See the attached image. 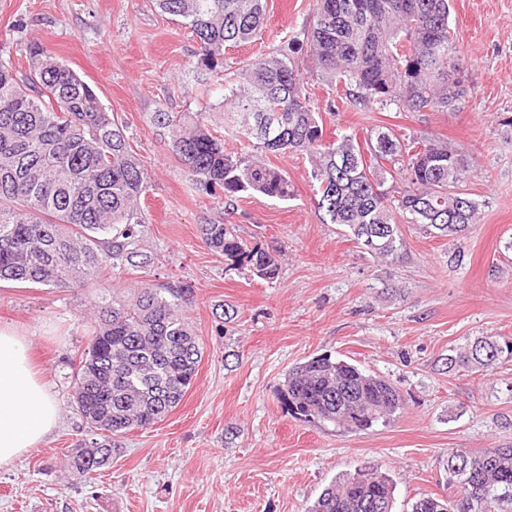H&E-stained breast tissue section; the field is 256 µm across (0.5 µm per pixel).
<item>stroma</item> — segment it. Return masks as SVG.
I'll return each mask as SVG.
<instances>
[{
    "mask_svg": "<svg viewBox=\"0 0 512 512\" xmlns=\"http://www.w3.org/2000/svg\"><path fill=\"white\" fill-rule=\"evenodd\" d=\"M314 13L315 0H267L261 40L227 58L272 51ZM450 24L466 96L448 112H332L321 78L303 71L326 139L385 126L447 142L469 161L463 187L481 204L469 233L452 242L402 225L404 259L390 265L323 220L308 155L265 156L292 184L287 201L228 199L192 181L156 113L208 112L230 149L243 137L224 129L222 87L195 36L152 0H0V60L26 67L39 45L125 124L147 171L138 247L151 258L107 269L90 288L0 282V326L26 337L60 409L43 443L0 468V512H308L331 481L365 467L392 479L394 512H411L421 495H453L442 467L450 449L512 446V361L480 375L440 363L475 337H512V0H451ZM222 222L248 246L280 251L275 279L205 247L200 225ZM143 284L192 288L198 374L168 416L122 438L110 465L72 479L67 451L88 437L71 401L92 299ZM226 304L238 312L230 323ZM319 354L389 378L402 409L356 432L292 417L279 398L284 377Z\"/></svg>",
    "mask_w": 512,
    "mask_h": 512,
    "instance_id": "obj_1",
    "label": "stroma"
}]
</instances>
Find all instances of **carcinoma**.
Listing matches in <instances>:
<instances>
[{"instance_id": "1", "label": "carcinoma", "mask_w": 512, "mask_h": 512, "mask_svg": "<svg viewBox=\"0 0 512 512\" xmlns=\"http://www.w3.org/2000/svg\"><path fill=\"white\" fill-rule=\"evenodd\" d=\"M189 28L209 70L224 66V124L258 152L317 158L312 178L318 206L359 248L389 264L402 260L400 225L458 239L480 203L460 183L468 160L422 135L388 127L364 144L323 134L320 113L304 85L301 57L312 60L333 96L327 107L392 105L407 112L456 108L464 90L454 76L465 59L456 47L449 0H316L306 37H290L264 55L224 65L228 47L257 38L264 0H154ZM43 48H29L28 70L0 61V281L49 288H85L117 266L145 268L139 251L138 199L146 172L125 126L95 90L63 61L48 67ZM172 151L211 192L252 191L293 197L282 171L239 151L227 152L204 112L158 114ZM211 250L272 279L278 252L246 249L234 224L200 225ZM192 290L142 286L129 297H98L89 340L74 375L73 405L93 438L70 449L68 469L86 477L109 464L107 448L176 408L202 360L200 339L184 313ZM512 360V338L481 336L443 358L448 371L479 372ZM280 398L291 416L350 431L366 430L403 406L384 376L329 355L291 368ZM450 500L424 494L411 512H512V447L478 454L448 452ZM394 487L375 469L333 481L309 512H392Z\"/></svg>"}]
</instances>
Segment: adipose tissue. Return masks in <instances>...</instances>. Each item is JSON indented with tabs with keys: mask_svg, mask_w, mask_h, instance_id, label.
I'll use <instances>...</instances> for the list:
<instances>
[{
	"mask_svg": "<svg viewBox=\"0 0 512 512\" xmlns=\"http://www.w3.org/2000/svg\"><path fill=\"white\" fill-rule=\"evenodd\" d=\"M58 418L59 406L40 377L27 340L0 328V467L37 447Z\"/></svg>",
	"mask_w": 512,
	"mask_h": 512,
	"instance_id": "ef3b65f1",
	"label": "adipose tissue"
}]
</instances>
